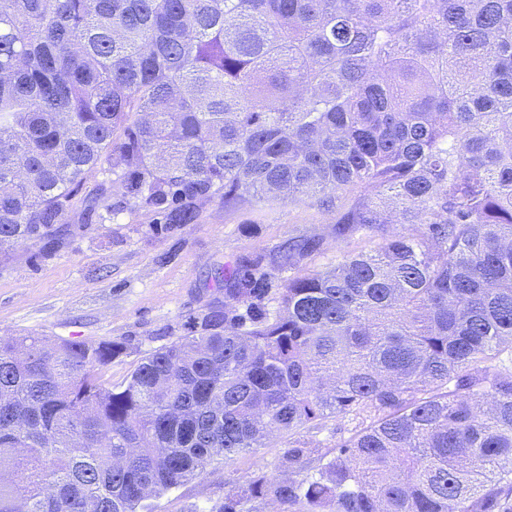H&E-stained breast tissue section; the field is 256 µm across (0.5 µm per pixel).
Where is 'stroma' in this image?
<instances>
[{"mask_svg":"<svg viewBox=\"0 0 512 512\" xmlns=\"http://www.w3.org/2000/svg\"><path fill=\"white\" fill-rule=\"evenodd\" d=\"M99 185L105 195L95 211H85L84 197ZM162 222L157 211L126 196L119 170L101 163L76 190L59 243L0 250V336L125 342L126 353L107 372L117 385L147 353L185 335L190 318L223 301L218 270L244 272L260 262L270 275L264 304L273 312L288 279L336 264L345 249L368 252L380 243L374 232L338 240L335 215L303 202L228 208L217 197L176 233L162 231ZM300 235L315 238L314 251L297 267L277 269L278 248ZM283 448L277 436L232 467L215 460L200 478L153 499L152 510L211 512L232 484L245 482L256 469L277 477Z\"/></svg>","mask_w":512,"mask_h":512,"instance_id":"obj_1","label":"stroma"}]
</instances>
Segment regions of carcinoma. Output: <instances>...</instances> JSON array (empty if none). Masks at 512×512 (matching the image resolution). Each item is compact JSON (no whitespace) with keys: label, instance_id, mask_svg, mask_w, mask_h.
<instances>
[{"label":"carcinoma","instance_id":"carcinoma-1","mask_svg":"<svg viewBox=\"0 0 512 512\" xmlns=\"http://www.w3.org/2000/svg\"><path fill=\"white\" fill-rule=\"evenodd\" d=\"M104 157L169 233L218 196L411 229L273 314L224 270L118 386L121 341L1 336L0 512H146L275 431L280 477L211 512H512V0H0V248L57 237ZM351 428L348 419L341 418H331L325 422V427L323 430L318 431L317 433H312V439L317 443H320V446L324 448H331L336 443V438L339 439L342 437L349 436V430Z\"/></svg>","mask_w":512,"mask_h":512}]
</instances>
